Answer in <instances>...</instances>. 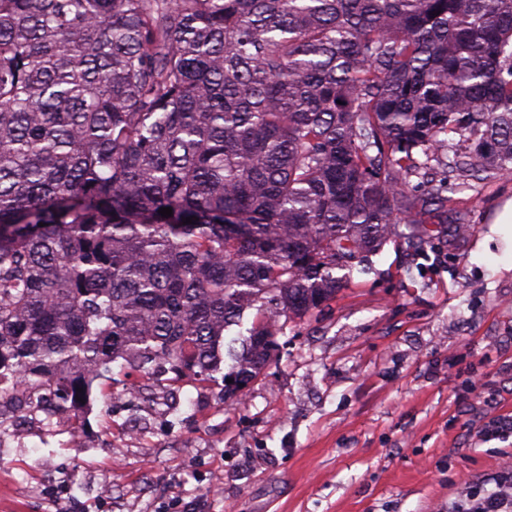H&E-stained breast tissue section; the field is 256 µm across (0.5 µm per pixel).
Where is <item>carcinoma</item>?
Here are the masks:
<instances>
[{
  "instance_id": "cac0c4a2",
  "label": "carcinoma",
  "mask_w": 512,
  "mask_h": 512,
  "mask_svg": "<svg viewBox=\"0 0 512 512\" xmlns=\"http://www.w3.org/2000/svg\"><path fill=\"white\" fill-rule=\"evenodd\" d=\"M509 173L512 0H0V396L50 425L223 346L241 392L273 317Z\"/></svg>"
}]
</instances>
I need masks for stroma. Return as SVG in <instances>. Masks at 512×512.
<instances>
[{"mask_svg":"<svg viewBox=\"0 0 512 512\" xmlns=\"http://www.w3.org/2000/svg\"><path fill=\"white\" fill-rule=\"evenodd\" d=\"M510 198L489 180L456 203L469 237L384 244L243 392L117 373L76 417L1 437L0 512H448L493 487L512 469V436L484 434L512 415V224L492 221Z\"/></svg>","mask_w":512,"mask_h":512,"instance_id":"obj_1","label":"stroma"}]
</instances>
